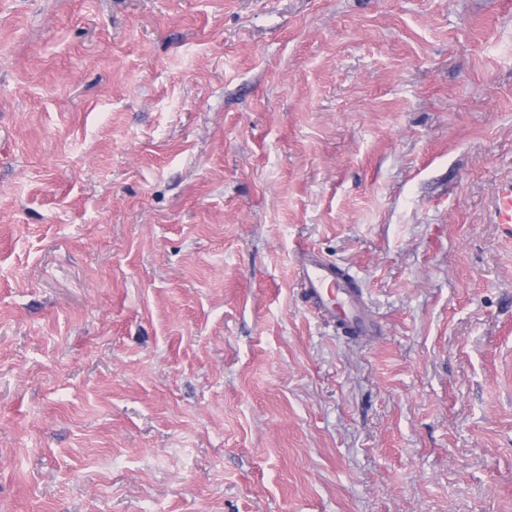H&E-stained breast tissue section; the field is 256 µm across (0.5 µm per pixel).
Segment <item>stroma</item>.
Here are the masks:
<instances>
[{
	"instance_id": "1",
	"label": "stroma",
	"mask_w": 512,
	"mask_h": 512,
	"mask_svg": "<svg viewBox=\"0 0 512 512\" xmlns=\"http://www.w3.org/2000/svg\"><path fill=\"white\" fill-rule=\"evenodd\" d=\"M511 184L512 0H0V512H512ZM298 265L305 297L325 321L351 334L368 331L361 296L336 265L310 250L300 252Z\"/></svg>"
}]
</instances>
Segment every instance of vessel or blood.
<instances>
[{"instance_id": "obj_1", "label": "vessel or blood", "mask_w": 512, "mask_h": 512, "mask_svg": "<svg viewBox=\"0 0 512 512\" xmlns=\"http://www.w3.org/2000/svg\"><path fill=\"white\" fill-rule=\"evenodd\" d=\"M299 268L305 297L325 321L340 324L352 334L368 331L361 297L336 265L304 250L299 254Z\"/></svg>"}]
</instances>
